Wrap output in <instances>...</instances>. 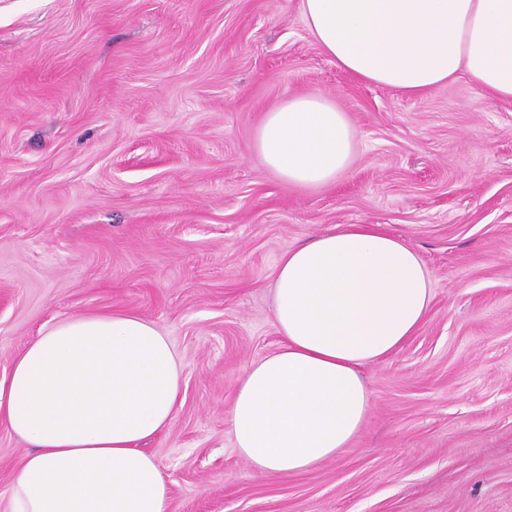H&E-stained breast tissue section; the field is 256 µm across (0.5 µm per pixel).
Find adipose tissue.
Here are the masks:
<instances>
[{"mask_svg":"<svg viewBox=\"0 0 512 512\" xmlns=\"http://www.w3.org/2000/svg\"><path fill=\"white\" fill-rule=\"evenodd\" d=\"M307 30L360 81L424 96L467 75L512 99V0H300ZM354 129L309 94L264 113L257 148L276 178L334 182L353 160ZM277 351L240 374L228 411L256 475L336 458L359 433L371 396L359 369L396 351L431 308L430 273L378 224H347L288 249L275 269ZM178 354L131 313L60 321L0 380V427L29 452L8 512H171L169 483L143 445L171 421Z\"/></svg>","mask_w":512,"mask_h":512,"instance_id":"adipose-tissue-1","label":"adipose tissue"}]
</instances>
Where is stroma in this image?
<instances>
[{
    "label": "stroma",
    "instance_id": "stroma-1",
    "mask_svg": "<svg viewBox=\"0 0 512 512\" xmlns=\"http://www.w3.org/2000/svg\"><path fill=\"white\" fill-rule=\"evenodd\" d=\"M319 94L355 131L326 186L274 178L263 112ZM340 224L416 250L429 315L361 367L336 459L254 475L227 424L281 343V256ZM126 312L182 364L145 445L171 512H512V101L459 76L409 97L325 56L299 0H0V379L43 329ZM26 445L0 428V512Z\"/></svg>",
    "mask_w": 512,
    "mask_h": 512
}]
</instances>
